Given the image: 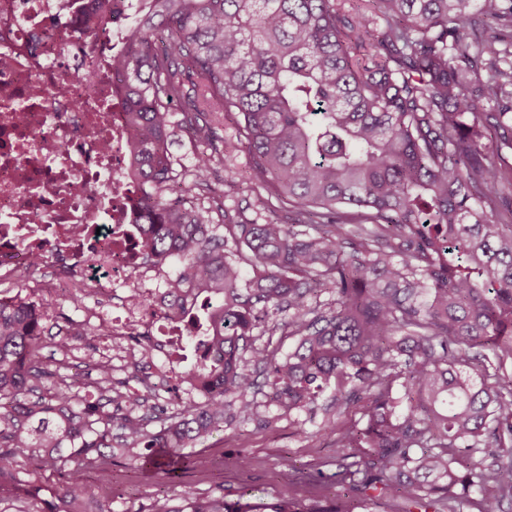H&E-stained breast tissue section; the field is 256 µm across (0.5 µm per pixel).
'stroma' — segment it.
Segmentation results:
<instances>
[{"label": "stroma", "mask_w": 512, "mask_h": 512, "mask_svg": "<svg viewBox=\"0 0 512 512\" xmlns=\"http://www.w3.org/2000/svg\"><path fill=\"white\" fill-rule=\"evenodd\" d=\"M86 291L80 302L61 295L50 297L52 313L81 322L86 308L95 307L104 318H111V296L97 284L87 285ZM254 401L253 420L214 432L203 445L190 449L188 459L176 465L173 476L118 464L107 486L96 472L85 471L81 480L90 505L109 512H148L153 497L162 494L180 497L221 489L232 496L244 491L268 500L284 486L305 503L335 499L339 487L307 477L311 464L336 454L332 442L318 434L321 417L283 414L260 391Z\"/></svg>", "instance_id": "1"}]
</instances>
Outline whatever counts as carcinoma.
<instances>
[{
    "label": "carcinoma",
    "instance_id": "carcinoma-1",
    "mask_svg": "<svg viewBox=\"0 0 512 512\" xmlns=\"http://www.w3.org/2000/svg\"><path fill=\"white\" fill-rule=\"evenodd\" d=\"M114 71L142 254L176 260L169 291L199 295L186 343L202 360L159 371L207 389L171 410L146 377L120 390L108 356L70 374L73 337L112 326L0 297V489L35 502L64 471L59 506L85 512L81 472L160 468L158 453L253 419V365L290 412L332 390L319 433L336 462L309 476L343 497L163 495L150 512L511 509L512 0H144ZM184 140L189 166L172 152ZM239 148L254 207L275 196L292 216L224 207ZM261 326L294 346L252 345Z\"/></svg>",
    "mask_w": 512,
    "mask_h": 512
}]
</instances>
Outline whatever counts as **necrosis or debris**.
<instances>
[{"label": "necrosis or debris", "instance_id": "necrosis-or-debris-1", "mask_svg": "<svg viewBox=\"0 0 512 512\" xmlns=\"http://www.w3.org/2000/svg\"><path fill=\"white\" fill-rule=\"evenodd\" d=\"M141 0H106L94 25L77 0H0V270L60 264L64 283L137 288L118 302L112 334L150 336L168 357L179 319L163 298L167 265L146 261L131 233L132 131L113 95V60Z\"/></svg>", "mask_w": 512, "mask_h": 512}]
</instances>
